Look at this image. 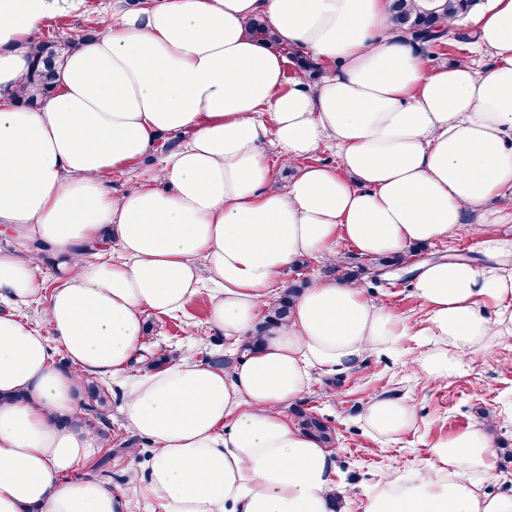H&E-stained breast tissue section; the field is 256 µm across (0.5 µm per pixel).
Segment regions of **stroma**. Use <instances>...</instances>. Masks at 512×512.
<instances>
[{
  "label": "stroma",
  "instance_id": "obj_1",
  "mask_svg": "<svg viewBox=\"0 0 512 512\" xmlns=\"http://www.w3.org/2000/svg\"><path fill=\"white\" fill-rule=\"evenodd\" d=\"M110 0H69L43 23L42 34L49 39L69 40L97 31L98 19ZM476 28L472 17H464L450 29L445 47L426 54L430 68L438 69L467 58L477 67L489 66L490 55L474 50ZM184 137L179 133L160 136L144 157L107 180L112 193L149 182L162 158ZM492 239L512 240L511 224H491L481 234H463L416 248L414 261L439 257H464L473 263L485 258ZM367 294L388 301L408 326V334L392 349L368 355L358 368L336 374L314 373L303 395L285 409L289 422L298 412L316 414L332 429V450L346 491L339 497L343 512H364L369 495L398 476H410L423 469L429 445L447 439L474 423L493 421L492 435L497 449V467L502 478L495 489L512 493V422L504 415L512 411V335L493 337L488 349L470 356L459 374L445 382L429 380L412 371V359L432 350L439 341L428 330L427 310L416 298L406 269L390 268L378 277L363 280ZM210 291L201 289L180 312L148 315L147 335L137 355L136 372L150 371L153 358L165 355L196 362L211 357L239 358L240 351L229 346L223 334L209 323ZM113 409L111 447H97L87 470L121 485L129 468L142 465L151 452L148 440L125 424L119 407L125 391L123 380L107 381ZM386 394L407 398L417 409L416 424L395 440L373 435L361 420L365 404Z\"/></svg>",
  "mask_w": 512,
  "mask_h": 512
}]
</instances>
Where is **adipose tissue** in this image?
<instances>
[{
  "instance_id": "ef3b65f1",
  "label": "adipose tissue",
  "mask_w": 512,
  "mask_h": 512,
  "mask_svg": "<svg viewBox=\"0 0 512 512\" xmlns=\"http://www.w3.org/2000/svg\"><path fill=\"white\" fill-rule=\"evenodd\" d=\"M59 0H0V227L51 245L62 284L46 298L47 332L0 313V512H333L331 450L289 422L288 402L315 372H344L406 334L357 282L318 280L255 349L220 368L181 359L131 376L144 316L182 310L210 283V323L251 336L284 272L305 255L337 262V239L362 256L394 254L487 224L512 223V0L476 18L487 68L429 69L390 23V0H113L101 34L72 52L35 109L12 97L27 42ZM263 18L281 39L331 66L284 88V58L251 38ZM163 132L187 138L152 182L112 194L104 179ZM292 170L273 176L266 146ZM331 147L339 168L305 164ZM512 246L489 261L420 265L415 296L442 347L413 360L428 379L512 325ZM40 253L0 249V300L40 288ZM496 316H489V307ZM56 341L71 366L53 361ZM128 376L121 414L150 438L146 469L123 486L79 475L97 446L77 421L83 376ZM373 433L411 430L416 409L376 396ZM423 471L386 483L365 512H512L491 436L473 425L431 443Z\"/></svg>"
}]
</instances>
